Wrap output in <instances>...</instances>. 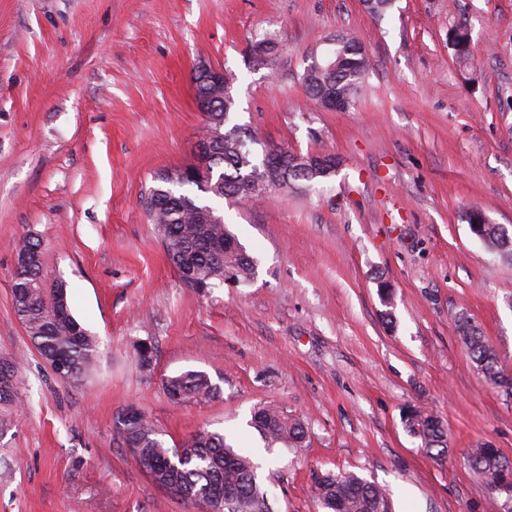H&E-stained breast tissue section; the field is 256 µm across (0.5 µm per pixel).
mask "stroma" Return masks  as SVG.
Here are the masks:
<instances>
[{
  "instance_id": "35a3bbf8",
  "label": "stroma",
  "mask_w": 512,
  "mask_h": 512,
  "mask_svg": "<svg viewBox=\"0 0 512 512\" xmlns=\"http://www.w3.org/2000/svg\"><path fill=\"white\" fill-rule=\"evenodd\" d=\"M470 36L459 64L450 35ZM275 33L273 70L248 47ZM343 35L371 70L353 108L329 111L302 78ZM223 69L232 123L268 144L334 155V176L236 208L216 206L258 261L247 285L186 288L143 200L157 174L195 161L199 64ZM481 211L509 242L489 251ZM42 276L64 282L99 341L81 381L54 374L16 318L11 275L24 234ZM393 292L379 296L380 281ZM512 375V0H0V357L23 372L0 410V512H196L134 464L114 434L136 404L166 447L225 435L257 466L275 512H323L318 477L382 485L392 512H484L468 449L512 459V397L472 362L459 318ZM152 343L151 373L136 345ZM205 372L204 402H171L167 377ZM281 405L302 447L267 444L254 411ZM448 431L437 457L407 411Z\"/></svg>"
}]
</instances>
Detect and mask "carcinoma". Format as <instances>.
<instances>
[{
  "label": "carcinoma",
  "instance_id": "1",
  "mask_svg": "<svg viewBox=\"0 0 512 512\" xmlns=\"http://www.w3.org/2000/svg\"><path fill=\"white\" fill-rule=\"evenodd\" d=\"M255 46L266 47L255 52L249 64L255 70L273 69L278 53V39L271 33L262 35ZM370 60L361 44L348 40L336 50L334 58L313 62L303 76L307 94L320 101L324 90L355 99L357 89L366 75ZM234 101L230 93L209 101L206 123L199 142L212 143L214 159L200 180H172L166 173L154 177L144 200L145 210L157 235L161 238L169 264L188 288L198 285L212 288L224 281V268L234 272L237 284H249L257 272V260L248 253L224 220L214 221L219 210L196 196L185 192L196 187L216 200L242 204L251 200L245 185L257 183L260 190L271 195L278 187L267 179L275 161L289 165L300 158L287 185L311 187L336 174L337 165L315 170L305 155L281 147L271 158L269 146L256 149L258 139L248 129L229 125ZM18 254L28 261V274L22 280L12 279L14 313L40 355L56 367L66 366L63 379L77 382L93 367L97 357V341L70 314L66 286L62 282L47 283L41 273L42 245L39 238L28 234ZM463 339L473 363L494 386L512 396V378L498 368L494 349L485 342L478 329L464 321ZM23 378L17 364L0 358V409L12 408L18 398ZM164 389L173 403L186 399L208 400L215 389L209 376L201 371L187 370L167 378ZM253 427L270 443L286 442L300 445L306 436L300 420L292 418L280 407L266 405L253 413ZM408 433L421 440L427 452L443 455L447 450V428L432 413L415 409L407 414ZM119 440L130 450L138 468L158 486L172 495L190 501L203 509L212 496L234 492L229 501L231 512H274L267 491L258 480L252 460L227 444L224 435L202 430L194 434L182 450H170L159 438L156 425L144 412L121 422L116 427ZM469 466L479 474L489 489L512 490V462L497 449L482 445L472 448L466 456ZM317 498L325 512H391L386 489L352 473L326 475L319 479Z\"/></svg>",
  "mask_w": 512,
  "mask_h": 512
}]
</instances>
